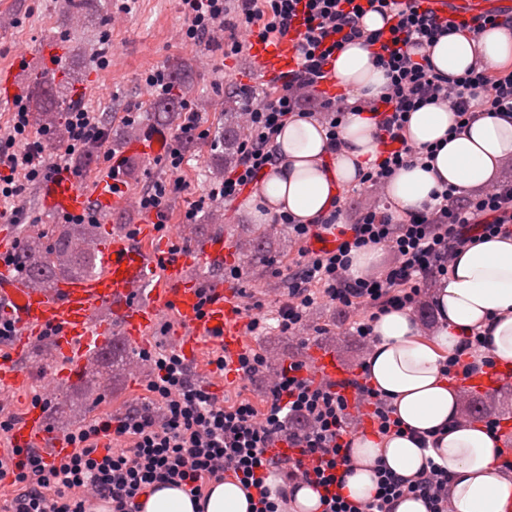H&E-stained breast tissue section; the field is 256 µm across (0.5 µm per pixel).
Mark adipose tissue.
<instances>
[{
    "instance_id": "1",
    "label": "adipose tissue",
    "mask_w": 512,
    "mask_h": 512,
    "mask_svg": "<svg viewBox=\"0 0 512 512\" xmlns=\"http://www.w3.org/2000/svg\"><path fill=\"white\" fill-rule=\"evenodd\" d=\"M427 53L445 75L462 74L477 63L493 70L512 64V30L494 28L475 38L449 35ZM332 80L353 101L380 95L385 84L370 49L358 44L337 53ZM454 124V114L444 105L411 113L408 140L417 147L436 146L437 152L430 166H408L391 179L385 197L394 216L421 210L444 185L465 191L490 186L501 165L512 159V118L484 114L452 137L448 130ZM340 138V151L330 154L319 122L289 117L273 141L277 160L252 192L256 219L287 213L299 223L319 224L328 218L340 191L359 186L363 171L381 152L369 113L349 112ZM432 308L437 329L430 341L407 309L390 310L374 323L375 341L361 369L391 403L405 433L350 438L352 473L344 493L353 500L373 495L376 463L411 478L432 460L448 471L453 512H505L512 505V472L500 466L505 450L483 425L460 418L457 388L442 363L464 336L478 331L493 362L481 367L480 375L512 367V236L458 249L447 276L436 284ZM422 433L432 436L425 450L414 440ZM205 495L196 504L181 489L165 487L141 495L139 502L141 512H249L245 491L235 479L209 485Z\"/></svg>"
}]
</instances>
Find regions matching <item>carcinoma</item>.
Listing matches in <instances>:
<instances>
[{"instance_id": "obj_1", "label": "carcinoma", "mask_w": 512, "mask_h": 512, "mask_svg": "<svg viewBox=\"0 0 512 512\" xmlns=\"http://www.w3.org/2000/svg\"><path fill=\"white\" fill-rule=\"evenodd\" d=\"M30 100L36 119L45 120L52 126L58 141L65 140L68 127L62 113L63 101L56 87L46 81H38L30 92ZM157 119L167 125H174L180 119L175 100L171 99L157 112ZM239 123L229 122L224 127L223 164L217 166L215 175L224 171V166L238 157ZM96 237L93 224H65L54 230L53 241L47 246L32 243L18 253V264L26 281L35 288L50 290L66 278L88 277L95 273L97 262L90 244ZM500 399L494 396L474 398L464 395L460 416L476 418L498 408Z\"/></svg>"}]
</instances>
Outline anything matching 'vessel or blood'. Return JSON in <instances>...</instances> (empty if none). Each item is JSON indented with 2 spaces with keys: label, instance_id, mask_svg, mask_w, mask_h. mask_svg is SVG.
Here are the masks:
<instances>
[{
  "label": "vessel or blood",
  "instance_id": "vessel-or-blood-1",
  "mask_svg": "<svg viewBox=\"0 0 512 512\" xmlns=\"http://www.w3.org/2000/svg\"><path fill=\"white\" fill-rule=\"evenodd\" d=\"M424 8L440 16L455 13L471 17L486 11L512 8V0H424ZM296 34L256 41L251 46L255 63L266 76L283 78L296 68ZM42 204L48 213L65 217L82 215L89 207L109 212L126 206V188L101 184L87 191L70 170L59 169L41 188ZM97 273L62 282L44 291L27 285L4 266L0 267V303L14 315L16 337L10 359L0 361V384L20 381L15 363L30 337L50 333L58 352L68 363L58 373L61 381H75L91 371V353L106 345L113 329H120L132 348H140L149 329L164 311L177 318L175 341L188 357L195 358L203 337H214L227 354L241 346L243 308L223 283L202 290L191 269L197 264H218L224 259V239L214 237L194 245L190 251H174L161 239L155 225L141 224L135 235L109 231L95 247ZM160 274L151 284L148 274ZM309 374L315 380L345 378L334 360L317 358ZM46 436L41 406H32L22 421L9 432L11 443L28 446Z\"/></svg>",
  "mask_w": 512,
  "mask_h": 512
}]
</instances>
